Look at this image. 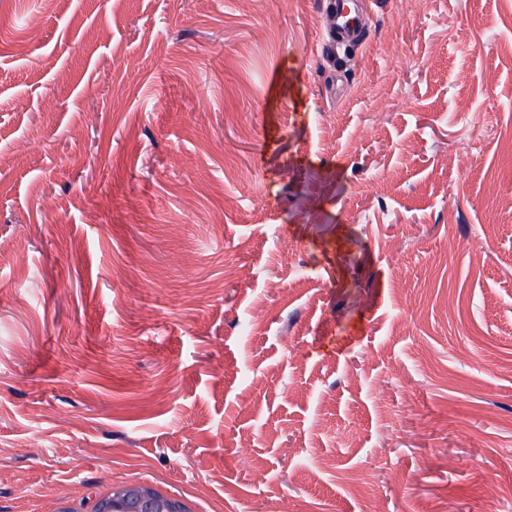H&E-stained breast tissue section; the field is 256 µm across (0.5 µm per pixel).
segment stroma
Instances as JSON below:
<instances>
[{
	"label": "stroma",
	"mask_w": 512,
	"mask_h": 512,
	"mask_svg": "<svg viewBox=\"0 0 512 512\" xmlns=\"http://www.w3.org/2000/svg\"><path fill=\"white\" fill-rule=\"evenodd\" d=\"M329 3L0 0V512H512V0ZM335 1V0H334ZM333 1L332 12L335 18L329 16L330 27L326 29V37L336 45H346L357 42L365 33L366 20L351 0ZM353 7V15L352 9ZM334 19V20H333ZM145 499L155 503L159 512H192L177 496L162 492L147 482H126L112 485L100 499L99 508L104 512H137V504ZM155 505L146 501L140 512H156Z\"/></svg>",
	"instance_id": "stroma-1"
}]
</instances>
